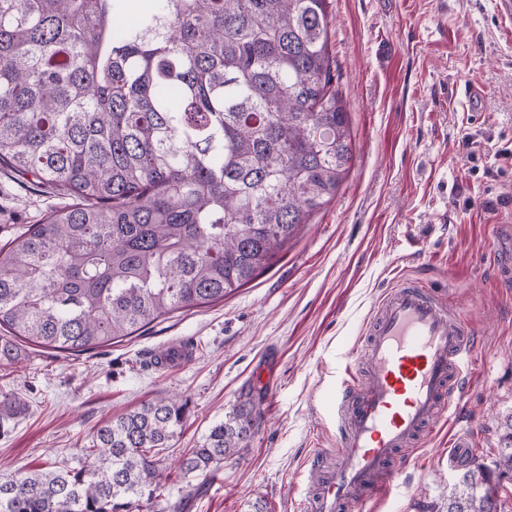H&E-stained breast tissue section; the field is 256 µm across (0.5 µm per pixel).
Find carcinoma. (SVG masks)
<instances>
[{
	"mask_svg": "<svg viewBox=\"0 0 512 512\" xmlns=\"http://www.w3.org/2000/svg\"><path fill=\"white\" fill-rule=\"evenodd\" d=\"M0 0V163L73 198L0 249V364L24 342L79 353L267 271L354 160L327 0ZM244 404L174 466L210 474L248 446ZM187 405L103 422L79 467L0 473V512H141ZM491 466L446 512H498L512 415Z\"/></svg>",
	"mask_w": 512,
	"mask_h": 512,
	"instance_id": "1",
	"label": "carcinoma"
}]
</instances>
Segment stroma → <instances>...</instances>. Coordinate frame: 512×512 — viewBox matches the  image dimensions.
Here are the masks:
<instances>
[{"label":"stroma","instance_id":"obj_1","mask_svg":"<svg viewBox=\"0 0 512 512\" xmlns=\"http://www.w3.org/2000/svg\"><path fill=\"white\" fill-rule=\"evenodd\" d=\"M328 14L355 150L335 199L224 301L76 354L22 345L0 364V471L78 465L101 421L170 395L188 407L175 459L250 398L263 422L247 448L213 475L171 476L151 512H301L311 465L338 444L325 399L400 277L428 280L471 324L453 425L468 445L408 448L372 512H446L465 462L492 460L512 415V282L490 239L512 215V21L498 0H328ZM67 203L0 166V247Z\"/></svg>","mask_w":512,"mask_h":512}]
</instances>
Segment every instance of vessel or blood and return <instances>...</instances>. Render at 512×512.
I'll return each mask as SVG.
<instances>
[{
  "label": "vessel or blood",
  "instance_id": "vessel-or-blood-1",
  "mask_svg": "<svg viewBox=\"0 0 512 512\" xmlns=\"http://www.w3.org/2000/svg\"><path fill=\"white\" fill-rule=\"evenodd\" d=\"M331 403L340 463L314 486L303 512H339L387 489L401 449L427 439L462 395L461 365L474 344L466 320L421 278L399 279L367 326Z\"/></svg>",
  "mask_w": 512,
  "mask_h": 512
}]
</instances>
